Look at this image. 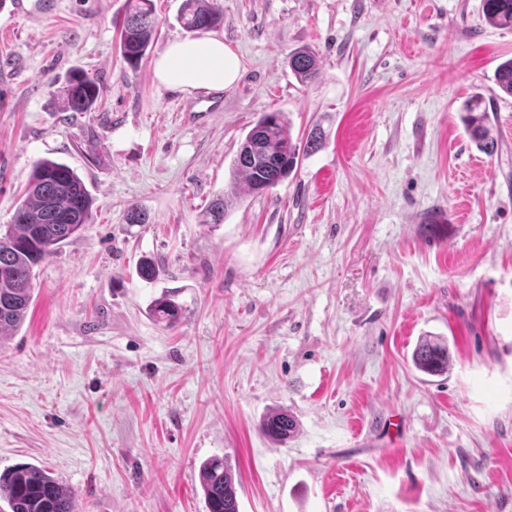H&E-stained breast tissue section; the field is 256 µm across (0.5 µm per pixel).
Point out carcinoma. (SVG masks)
Segmentation results:
<instances>
[{
  "instance_id": "carcinoma-1",
  "label": "carcinoma",
  "mask_w": 512,
  "mask_h": 512,
  "mask_svg": "<svg viewBox=\"0 0 512 512\" xmlns=\"http://www.w3.org/2000/svg\"><path fill=\"white\" fill-rule=\"evenodd\" d=\"M152 0H128L120 27L122 56L137 68L154 47L158 21ZM485 21L494 27L512 28V0H483ZM178 21L190 32H202L224 23L223 11L214 0H184ZM292 74L303 84L319 75L317 54L302 48L289 57ZM495 85L512 96V58L495 70ZM103 94L98 78L83 70L72 72L62 90L63 111L93 112ZM462 121L470 140L487 154L496 151L497 141L482 101L473 96L463 102ZM317 139L305 146L294 143L283 115L266 112L248 131L233 160L234 181L252 193H263L281 183L297 166L300 153L316 150ZM231 192L213 200L206 212V224H220L236 203ZM93 198L80 176L69 166L50 159L37 161L29 177L25 199L17 205L12 223L0 225V335L20 327L32 303L34 268L53 254L66 240L77 235L92 215ZM160 261L143 259L137 273L144 280L158 275ZM151 314L168 326L176 325L181 306L169 295L156 299ZM414 367L435 375L448 369V344L425 336L412 353ZM296 421L283 410L268 413L260 422L261 432L275 441H285ZM201 486L207 512H238L237 488L224 459L213 457L201 466ZM0 501L10 512H75L74 495L45 468L24 464L0 473Z\"/></svg>"
}]
</instances>
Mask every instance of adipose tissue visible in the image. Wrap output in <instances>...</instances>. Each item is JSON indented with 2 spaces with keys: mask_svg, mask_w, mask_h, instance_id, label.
I'll use <instances>...</instances> for the list:
<instances>
[{
  "mask_svg": "<svg viewBox=\"0 0 512 512\" xmlns=\"http://www.w3.org/2000/svg\"><path fill=\"white\" fill-rule=\"evenodd\" d=\"M157 83L186 93L224 90L238 80L241 61L222 37L205 32L169 41L152 64Z\"/></svg>",
  "mask_w": 512,
  "mask_h": 512,
  "instance_id": "ef3b65f1",
  "label": "adipose tissue"
}]
</instances>
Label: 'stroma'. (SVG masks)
<instances>
[{
  "label": "stroma",
  "mask_w": 512,
  "mask_h": 512,
  "mask_svg": "<svg viewBox=\"0 0 512 512\" xmlns=\"http://www.w3.org/2000/svg\"><path fill=\"white\" fill-rule=\"evenodd\" d=\"M216 2L242 71L200 119L152 57L124 61L127 0L0 6V225L40 159L94 199L0 340V472L46 468L76 512H206L213 457L238 512H512V97L493 92L512 28L482 0ZM79 69L105 88L96 111L59 106ZM475 95L491 155L461 121ZM266 112L320 145L204 223ZM164 295L172 327L150 313ZM426 335L448 372L414 368ZM273 410L297 422L286 441L259 429ZM288 63L292 74L303 84L313 82L319 75L318 56L309 48L294 51ZM150 311L158 322L165 323L167 326L176 325L182 315L181 306L169 295L156 299L152 303Z\"/></svg>",
  "instance_id": "stroma-1"
}]
</instances>
